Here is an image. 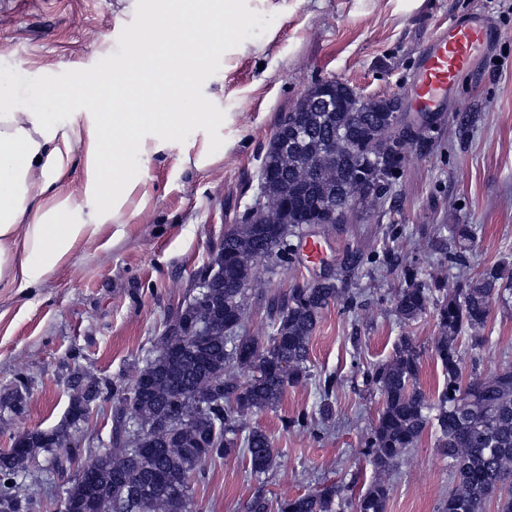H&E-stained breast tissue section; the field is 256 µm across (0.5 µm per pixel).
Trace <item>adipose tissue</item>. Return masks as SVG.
Listing matches in <instances>:
<instances>
[{"label":"adipose tissue","instance_id":"obj_1","mask_svg":"<svg viewBox=\"0 0 512 512\" xmlns=\"http://www.w3.org/2000/svg\"><path fill=\"white\" fill-rule=\"evenodd\" d=\"M139 12L144 22L111 71L70 90L44 85L35 106L13 95L18 71L0 70V289L37 287L78 243L120 223L140 184L131 159L149 162L187 124L223 121L203 100L189 112L179 102L214 57L211 33L233 26L241 0H141ZM74 100L96 109L60 123ZM79 151L76 196L64 184Z\"/></svg>","mask_w":512,"mask_h":512}]
</instances>
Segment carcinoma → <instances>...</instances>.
Here are the masks:
<instances>
[{"label": "carcinoma", "instance_id": "1", "mask_svg": "<svg viewBox=\"0 0 512 512\" xmlns=\"http://www.w3.org/2000/svg\"><path fill=\"white\" fill-rule=\"evenodd\" d=\"M301 152L321 155L331 164L323 190L331 195L333 217L341 224L348 211L370 200L379 173L393 184L405 158L371 135L377 113L363 99L338 112L304 113ZM275 148L260 160L257 188L270 198L293 195V186L267 177ZM453 263L466 258L472 226L458 224ZM261 224H235L216 242L209 264L224 263V273L249 284L256 278L252 257L277 249ZM360 252H348L329 279L308 288L274 293L266 304L268 336L247 334L245 288H222L219 307H203L190 291L156 338L155 352L126 381L110 382L83 372L70 381L69 414L81 416L88 403H112L109 446L89 451L79 480L63 490L67 512H200L192 489L209 461L239 458L254 474L273 468L278 457L273 439L257 428L245 431L240 420L278 406L290 386L311 380L309 348L324 311L333 304L350 308L357 297L348 281L364 265ZM404 286L393 295L400 320L430 315L437 336L432 356L445 386L436 395L420 385L421 353L402 336L393 356L367 372L366 382L382 408L366 439L375 477L357 498L345 501L334 483L278 503V512H385L392 486L388 475L405 459L424 431L432 427L436 450L448 459L451 487L439 512H485L498 497L501 512H512V362L489 373L472 365L463 379L457 345L469 334L471 347L487 341L484 331L493 303L512 295V273L504 265L483 269L459 288L427 280L414 268L403 272ZM318 412L333 411L334 380L318 383ZM210 392L199 401L196 395ZM313 417L301 411L284 420L285 428L308 430ZM62 447L54 430L34 429L12 440L0 453V512H28L33 498L26 483L29 463L42 452Z\"/></svg>", "mask_w": 512, "mask_h": 512}]
</instances>
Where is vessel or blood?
I'll return each instance as SVG.
<instances>
[{
    "label": "vessel or blood",
    "mask_w": 512,
    "mask_h": 512,
    "mask_svg": "<svg viewBox=\"0 0 512 512\" xmlns=\"http://www.w3.org/2000/svg\"><path fill=\"white\" fill-rule=\"evenodd\" d=\"M493 36L490 26L475 17L458 20L438 35L422 56L417 76L408 87L416 111H444L457 76L469 69L475 53Z\"/></svg>",
    "instance_id": "1"
}]
</instances>
